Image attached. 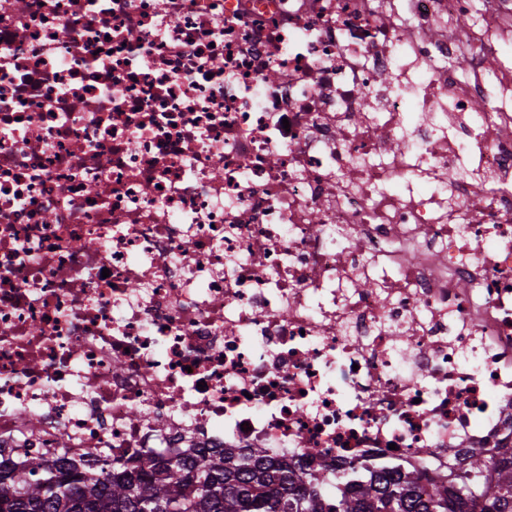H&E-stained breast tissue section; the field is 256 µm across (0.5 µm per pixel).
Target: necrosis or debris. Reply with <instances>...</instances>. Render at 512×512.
I'll list each match as a JSON object with an SVG mask.
<instances>
[{
    "instance_id": "1",
    "label": "necrosis or debris",
    "mask_w": 512,
    "mask_h": 512,
    "mask_svg": "<svg viewBox=\"0 0 512 512\" xmlns=\"http://www.w3.org/2000/svg\"><path fill=\"white\" fill-rule=\"evenodd\" d=\"M483 2L462 37L471 0H0V456L434 477L511 443Z\"/></svg>"
}]
</instances>
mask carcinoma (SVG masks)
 <instances>
[{
  "mask_svg": "<svg viewBox=\"0 0 512 512\" xmlns=\"http://www.w3.org/2000/svg\"><path fill=\"white\" fill-rule=\"evenodd\" d=\"M89 457L88 469L42 455L21 469L0 463V512H512V447L493 458L474 448L446 479L363 467L306 472L262 448L176 452L127 467L102 448ZM485 472L489 486L478 481Z\"/></svg>",
  "mask_w": 512,
  "mask_h": 512,
  "instance_id": "1",
  "label": "carcinoma"
}]
</instances>
